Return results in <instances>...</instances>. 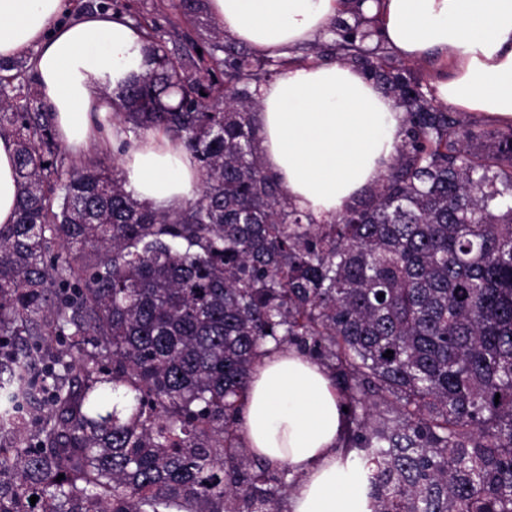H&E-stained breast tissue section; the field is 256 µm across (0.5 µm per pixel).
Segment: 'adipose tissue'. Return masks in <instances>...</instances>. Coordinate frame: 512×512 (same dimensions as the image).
Returning a JSON list of instances; mask_svg holds the SVG:
<instances>
[{
  "instance_id": "ef3b65f1",
  "label": "adipose tissue",
  "mask_w": 512,
  "mask_h": 512,
  "mask_svg": "<svg viewBox=\"0 0 512 512\" xmlns=\"http://www.w3.org/2000/svg\"><path fill=\"white\" fill-rule=\"evenodd\" d=\"M69 0H0V59L30 54L54 130L74 156L110 125L104 91L150 67L143 32L112 13H84L57 29ZM216 28L255 52L287 56L328 36L343 0H207ZM400 57L437 60L435 98L512 126V0H365ZM258 149L282 194L315 218L336 214L377 184L404 134V114L361 71L341 62L292 65L261 87ZM126 189L177 210L200 184L194 159L166 134L132 141ZM15 146L0 138V224L16 220ZM347 420L326 368L293 349L266 353L243 397V438L256 457L298 475L290 512H372L365 481L340 446Z\"/></svg>"
}]
</instances>
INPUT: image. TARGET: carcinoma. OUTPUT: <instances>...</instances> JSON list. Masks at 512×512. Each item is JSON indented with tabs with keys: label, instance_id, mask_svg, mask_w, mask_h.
<instances>
[{
	"label": "carcinoma",
	"instance_id": "obj_1",
	"mask_svg": "<svg viewBox=\"0 0 512 512\" xmlns=\"http://www.w3.org/2000/svg\"><path fill=\"white\" fill-rule=\"evenodd\" d=\"M363 2L333 47L393 96L404 140L371 199L322 224L258 151V90L288 60L135 20L155 67L105 99L119 153L159 128L195 159L173 212L115 164L59 169L31 67L0 62L20 186L0 225V512H277L288 467L239 453L270 344L330 370L373 512H512V128L466 126L411 82L367 44Z\"/></svg>",
	"mask_w": 512,
	"mask_h": 512
}]
</instances>
